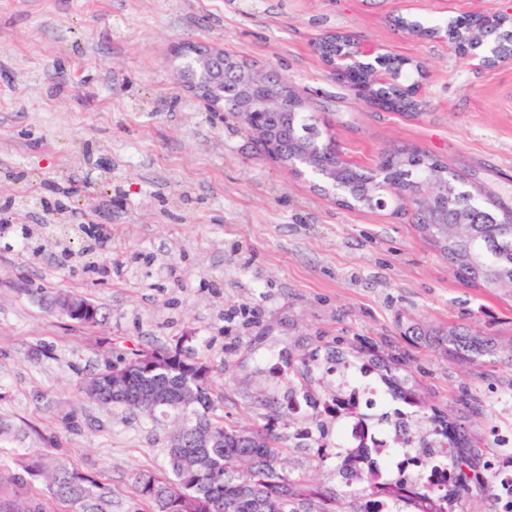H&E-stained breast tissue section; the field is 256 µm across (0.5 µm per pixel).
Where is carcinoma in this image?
<instances>
[{"instance_id": "1", "label": "carcinoma", "mask_w": 512, "mask_h": 512, "mask_svg": "<svg viewBox=\"0 0 512 512\" xmlns=\"http://www.w3.org/2000/svg\"><path fill=\"white\" fill-rule=\"evenodd\" d=\"M398 24L450 40L469 34V27L459 23L426 27L402 17ZM487 37L494 41L496 50L512 52V24L499 25ZM378 66L392 70L394 82L372 87V99L392 111L411 109V86L402 83L407 60L388 55ZM292 99L290 108L265 115L266 122L278 130L276 153L283 164L305 147L320 153L345 186L341 202L348 206H391L398 213L401 207L397 201L409 195L418 229L443 252L461 280L512 296V210L503 207L500 198H482L490 216L488 223L445 224L443 215L451 217L478 199L463 186L459 175L419 150L386 153L378 173L354 165L341 157L332 136L306 110L304 101L295 94ZM432 182L450 183L456 191L446 199L429 197L422 189ZM406 333L464 364L480 365L502 352L496 338L472 335L461 327L413 324ZM150 353L159 362L153 380L163 393V401L150 419L157 423L171 419L178 427L166 449L167 476L160 479L138 473L133 479L135 493L148 512H366L365 501L375 493L391 499L392 512H456L462 490L479 480L454 422L437 409L421 405L417 424L397 447L426 448L434 442L448 448L445 463L450 481L442 490L418 487L408 494L399 485H381L373 474L355 484L347 479L339 447L336 474L344 479L343 489H328L313 480L293 477L279 465L283 438L224 421L208 384L211 367L203 358L181 348H156ZM118 365L127 368L131 376L124 394L114 395L109 389L101 395L90 391L95 384L107 385L112 375L110 364L79 382L78 393L83 399L134 413L135 395L142 383L137 358L121 360ZM366 366L392 376L398 370L397 360L377 356L366 359ZM184 393L190 398L185 404L181 401ZM200 426L221 428L224 436L207 448H198L195 433ZM22 457L24 461L16 467L0 459V512H56L60 505L66 512H112L110 484L50 455L47 448H26ZM45 473V484L37 485Z\"/></svg>"}]
</instances>
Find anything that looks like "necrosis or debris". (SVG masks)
<instances>
[{
    "label": "necrosis or debris",
    "instance_id": "4bbe7bcc",
    "mask_svg": "<svg viewBox=\"0 0 512 512\" xmlns=\"http://www.w3.org/2000/svg\"><path fill=\"white\" fill-rule=\"evenodd\" d=\"M383 402L384 396L367 369L355 366L339 375L335 395L319 405V412L336 419L337 443L346 452L347 473L358 478L365 472L368 460L375 457L384 462L387 471L403 474L408 482L420 477L427 486L442 485L447 475L443 453L428 456L396 447L392 440L396 426L367 421V410Z\"/></svg>",
    "mask_w": 512,
    "mask_h": 512
}]
</instances>
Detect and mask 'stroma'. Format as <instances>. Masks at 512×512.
I'll return each mask as SVG.
<instances>
[{
    "instance_id": "35a3bbf8",
    "label": "stroma",
    "mask_w": 512,
    "mask_h": 512,
    "mask_svg": "<svg viewBox=\"0 0 512 512\" xmlns=\"http://www.w3.org/2000/svg\"><path fill=\"white\" fill-rule=\"evenodd\" d=\"M464 14L512 15V0H0V220L60 238L0 251V445L55 449L111 485L112 512H134L133 477L165 476L171 430L79 399L77 385L122 354L177 345L211 366L226 421L260 427L278 401L286 471L336 488L335 457L291 438L285 401L331 398L337 361L371 349L450 411L495 483L512 297L458 279L410 214L342 206L271 160L234 114L186 91L175 57L198 40L278 72L345 160L372 169L419 149L512 206V60L485 67L397 24ZM328 33L409 59L415 109L337 82L313 49ZM92 224L111 227L105 246ZM56 291L98 304L101 323L53 312ZM414 323L504 350L462 366L411 341Z\"/></svg>"
}]
</instances>
